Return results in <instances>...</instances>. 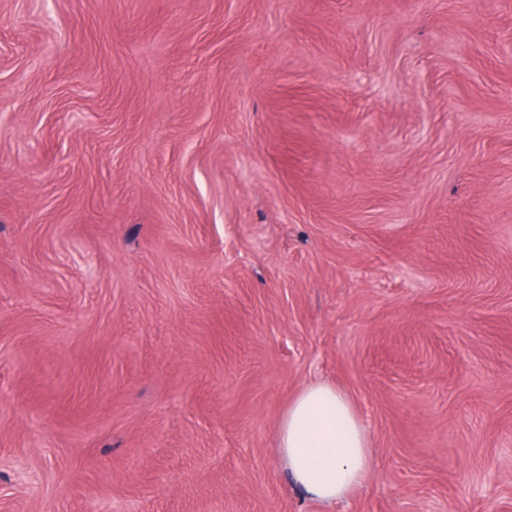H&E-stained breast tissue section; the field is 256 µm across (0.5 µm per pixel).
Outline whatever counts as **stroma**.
I'll list each match as a JSON object with an SVG mask.
<instances>
[{
	"mask_svg": "<svg viewBox=\"0 0 512 512\" xmlns=\"http://www.w3.org/2000/svg\"><path fill=\"white\" fill-rule=\"evenodd\" d=\"M0 512H512V0H0ZM281 460L314 500L347 499L369 476L374 457L365 425L348 396L336 386H303L280 418L277 443Z\"/></svg>",
	"mask_w": 512,
	"mask_h": 512,
	"instance_id": "1",
	"label": "stroma"
}]
</instances>
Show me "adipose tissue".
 Instances as JSON below:
<instances>
[{
    "label": "adipose tissue",
    "instance_id": "1",
    "mask_svg": "<svg viewBox=\"0 0 512 512\" xmlns=\"http://www.w3.org/2000/svg\"><path fill=\"white\" fill-rule=\"evenodd\" d=\"M276 446L294 481L322 503L347 499L374 464L350 399L326 383L305 385L292 398L279 421Z\"/></svg>",
    "mask_w": 512,
    "mask_h": 512
}]
</instances>
